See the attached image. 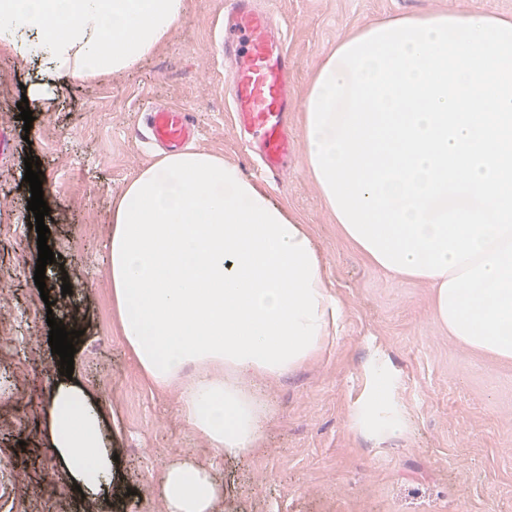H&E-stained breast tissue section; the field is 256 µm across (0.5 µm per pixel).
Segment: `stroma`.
I'll list each match as a JSON object with an SVG mask.
<instances>
[{"mask_svg":"<svg viewBox=\"0 0 512 512\" xmlns=\"http://www.w3.org/2000/svg\"><path fill=\"white\" fill-rule=\"evenodd\" d=\"M272 11L292 62L295 105L288 112L292 154L271 195L305 224L341 305L335 336L316 359L260 382L270 409L257 449L220 456L192 432L179 410V380H146L121 333L112 300L108 241L112 205L138 174L158 163L135 131L148 104L192 112L195 148L256 178L253 149L236 124L224 85L219 30L224 0H188L184 20L135 69L52 84L20 118L30 64L0 53V128L12 140L0 160V372L14 380L0 395V512H112L76 494L45 441L49 398L47 317L78 320L75 379L105 417L107 446L123 475V512H164L168 465L207 468L220 488L211 512H512V360L474 350L436 321L433 290L395 278L367 261L341 233L305 165L302 104L325 58L366 25L400 16L472 8L512 16V0H256ZM40 158L50 208L48 246L60 256L70 294L34 282L38 234L27 223L26 156ZM384 374L406 422L379 441L354 429L352 410L375 374ZM24 480H17V473Z\"/></svg>","mask_w":512,"mask_h":512,"instance_id":"stroma-1","label":"stroma"}]
</instances>
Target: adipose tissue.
I'll return each instance as SVG.
<instances>
[{
	"label": "adipose tissue",
	"instance_id": "1",
	"mask_svg": "<svg viewBox=\"0 0 512 512\" xmlns=\"http://www.w3.org/2000/svg\"><path fill=\"white\" fill-rule=\"evenodd\" d=\"M187 0H0V51L89 80L144 62ZM306 165L344 236L384 272L429 284L462 344L512 359V18L477 10L400 17L337 44L303 105ZM112 297L148 381L186 365L191 428L218 454L260 442L269 407L253 388L325 348L339 303L304 225L238 166L188 148L126 185L112 209ZM357 428L404 432L376 377ZM47 440L85 496L113 484L89 390L55 375ZM205 467L164 478L166 512H210Z\"/></svg>",
	"mask_w": 512,
	"mask_h": 512
}]
</instances>
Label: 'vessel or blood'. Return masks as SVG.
<instances>
[{
    "label": "vessel or blood",
    "mask_w": 512,
    "mask_h": 512,
    "mask_svg": "<svg viewBox=\"0 0 512 512\" xmlns=\"http://www.w3.org/2000/svg\"><path fill=\"white\" fill-rule=\"evenodd\" d=\"M227 10L230 20L224 40L241 49L230 83L236 120L258 143L265 173L275 178L290 152L286 116L292 103L288 93L291 60L273 38L267 12L245 0H228ZM139 135L149 145L175 151L196 139L197 129L188 110L152 107L144 115Z\"/></svg>",
    "instance_id": "1"
}]
</instances>
